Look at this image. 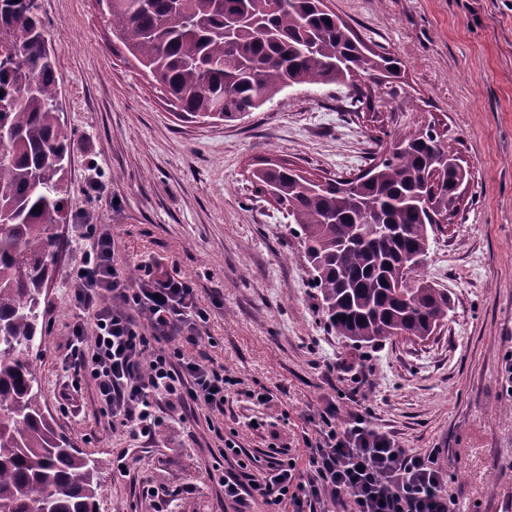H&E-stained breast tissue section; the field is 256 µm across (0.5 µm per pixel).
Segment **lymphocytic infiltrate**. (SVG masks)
<instances>
[{"label":"lymphocytic infiltrate","instance_id":"1","mask_svg":"<svg viewBox=\"0 0 512 512\" xmlns=\"http://www.w3.org/2000/svg\"><path fill=\"white\" fill-rule=\"evenodd\" d=\"M92 244L71 276L78 311L67 338L63 366L71 385L94 383L102 413L113 425L149 440L166 419L168 398L200 411L218 450L234 467L215 473L234 512L257 504H288L292 512H451V476L439 448L416 452L356 411L338 424L336 403L319 413L306 466L274 459L262 476L248 471L235 435H224V404L231 380L206 355H186L197 345L208 311L184 278L151 264L137 282H127L113 263L112 238L86 227ZM181 346H174V339Z\"/></svg>","mask_w":512,"mask_h":512}]
</instances>
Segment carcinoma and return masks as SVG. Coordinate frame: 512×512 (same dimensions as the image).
Returning a JSON list of instances; mask_svg holds the SVG:
<instances>
[{
	"instance_id": "1",
	"label": "carcinoma",
	"mask_w": 512,
	"mask_h": 512,
	"mask_svg": "<svg viewBox=\"0 0 512 512\" xmlns=\"http://www.w3.org/2000/svg\"><path fill=\"white\" fill-rule=\"evenodd\" d=\"M98 2L186 120H235L300 85H343L344 111L360 112L372 96L361 84L405 67L324 0ZM46 30L39 0L0 3V512H94L98 467L45 415L31 350L69 155ZM443 137L433 126L399 132L350 178L307 176L286 160L250 171L295 224L327 327L357 346L423 340L448 317L447 290L422 273L429 229L455 213L448 203L467 176Z\"/></svg>"
}]
</instances>
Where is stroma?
<instances>
[{"label":"stroma","instance_id":"1","mask_svg":"<svg viewBox=\"0 0 512 512\" xmlns=\"http://www.w3.org/2000/svg\"><path fill=\"white\" fill-rule=\"evenodd\" d=\"M325 3L369 46L405 62L391 96L348 112L345 87H294L241 121L188 122L113 36L96 0L41 2L70 137L69 219L58 227L32 355L47 418L99 464L98 512H175L184 501L196 512L232 509L210 477L218 441L204 420L172 402L145 445L109 425L92 385L71 387L61 365L75 318L69 276L91 245L88 224L111 233L123 271L158 261L192 283L210 319L185 351L206 353L240 380L224 428L259 463L283 450L305 459L311 420L334 398L340 420L362 406L403 447L445 449L453 512L512 502V0ZM429 125L447 130L468 173L456 214L433 227L424 270L448 291V320L424 340L357 348L328 330L299 241L256 193L251 166L283 158L350 177L392 134ZM364 375L368 384L347 400ZM260 388L263 405L245 395ZM146 485L155 496L142 495Z\"/></svg>","mask_w":512,"mask_h":512}]
</instances>
